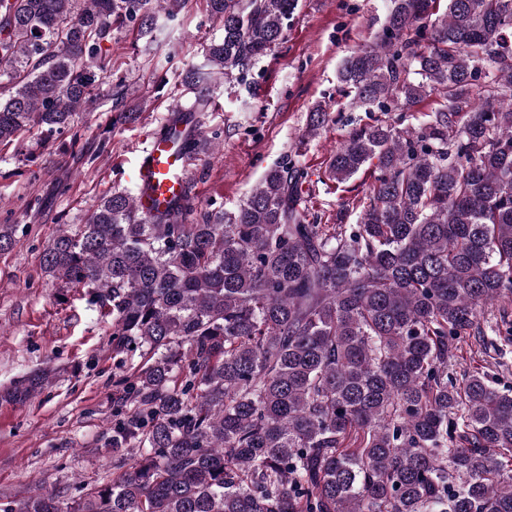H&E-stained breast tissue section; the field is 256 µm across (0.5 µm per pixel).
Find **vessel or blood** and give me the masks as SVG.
<instances>
[{
    "instance_id": "1",
    "label": "vessel or blood",
    "mask_w": 512,
    "mask_h": 512,
    "mask_svg": "<svg viewBox=\"0 0 512 512\" xmlns=\"http://www.w3.org/2000/svg\"><path fill=\"white\" fill-rule=\"evenodd\" d=\"M193 156L179 149L169 134L156 136L133 172L137 205L150 217L181 199L187 192L188 171Z\"/></svg>"
}]
</instances>
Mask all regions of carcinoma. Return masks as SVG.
Listing matches in <instances>:
<instances>
[{
	"label": "carcinoma",
	"instance_id": "carcinoma-1",
	"mask_svg": "<svg viewBox=\"0 0 512 512\" xmlns=\"http://www.w3.org/2000/svg\"><path fill=\"white\" fill-rule=\"evenodd\" d=\"M440 2L391 0L339 67L351 105L382 117L327 161L338 185L368 178L335 224L301 208L307 172L288 160L234 211L191 223L186 200L146 219L114 190L58 229L43 269L112 318L126 365L112 478L0 512H512V393L448 379L461 337L512 299V0ZM181 3L0 0V151L71 130L104 84L112 26L151 33ZM207 3L223 34L189 84L211 68L244 80L298 0ZM426 100L415 126L390 117ZM332 121L314 109L305 137ZM180 123L187 149L216 147ZM16 233L0 224V253Z\"/></svg>",
	"mask_w": 512,
	"mask_h": 512
}]
</instances>
